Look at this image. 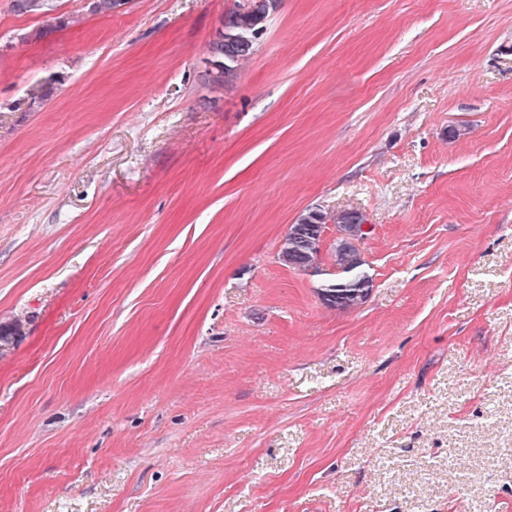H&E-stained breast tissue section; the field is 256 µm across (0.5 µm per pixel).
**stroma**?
<instances>
[{
    "label": "stroma",
    "mask_w": 512,
    "mask_h": 512,
    "mask_svg": "<svg viewBox=\"0 0 512 512\" xmlns=\"http://www.w3.org/2000/svg\"><path fill=\"white\" fill-rule=\"evenodd\" d=\"M88 3L0 0V512H512V0H282L228 87L247 0ZM261 1V2H258ZM244 9L229 11L222 19V28L211 42L210 80L218 86L231 85L237 78L239 61L253 54L256 41L263 32L267 18L280 6V0H250ZM330 221L336 224L340 237L331 254L334 273H326L329 277L321 281L318 295L323 304L330 308L354 309L367 300L373 283L364 260L353 244V240L357 239L352 235L356 224H364L361 212L351 210L331 215L317 208L306 210L294 224H290L279 258L285 265L303 271L318 264L321 252L317 246L318 238Z\"/></svg>",
    "instance_id": "35a3bbf8"
}]
</instances>
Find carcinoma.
Listing matches in <instances>:
<instances>
[{"mask_svg": "<svg viewBox=\"0 0 512 512\" xmlns=\"http://www.w3.org/2000/svg\"><path fill=\"white\" fill-rule=\"evenodd\" d=\"M13 6L20 14L50 15L57 9V2L13 0ZM279 6L280 0H250L248 7L224 15L222 28L209 47L212 83L218 86L232 84L237 78L239 61L253 54L267 18ZM330 222L336 224L340 237L331 254L334 272L321 281L318 295L323 304L330 308L354 309L367 300L373 283L364 260L353 244L356 225L364 223L361 212L351 210L331 215L317 208L306 210L290 225L279 258L285 265L303 271L318 263V238Z\"/></svg>", "mask_w": 512, "mask_h": 512, "instance_id": "obj_1", "label": "carcinoma"}]
</instances>
